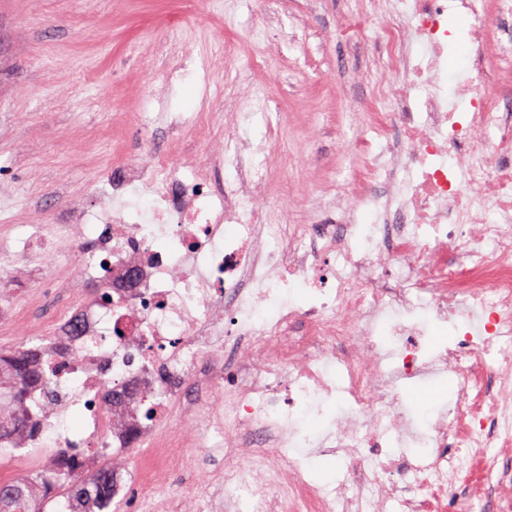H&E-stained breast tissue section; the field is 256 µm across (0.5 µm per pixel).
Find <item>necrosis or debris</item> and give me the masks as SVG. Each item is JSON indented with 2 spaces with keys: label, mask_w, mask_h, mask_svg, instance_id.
Segmentation results:
<instances>
[{
  "label": "necrosis or debris",
  "mask_w": 512,
  "mask_h": 512,
  "mask_svg": "<svg viewBox=\"0 0 512 512\" xmlns=\"http://www.w3.org/2000/svg\"><path fill=\"white\" fill-rule=\"evenodd\" d=\"M452 12L468 23L473 65L492 57L512 71V38L496 27L512 0H395L373 102L345 157L348 192L289 210L286 235L269 233L265 182L240 147L127 166L91 248L84 216L57 225L109 293L86 297L69 265H47L68 290L46 340L58 394L40 419L54 448L79 449L74 476L107 457L122 471L133 448L150 512H454L491 486L512 512V94L491 97L473 76L449 82ZM227 165L231 180L211 191ZM132 195L148 209L132 211ZM365 211L376 223H361ZM296 286L299 303L288 298ZM271 301L276 312L257 319ZM429 321L453 334L432 352ZM429 372L451 373L457 391L420 430L397 381ZM338 398L346 412L303 436L295 407ZM74 405L83 431L59 433ZM422 441L428 452L404 458ZM211 448L226 463L193 494L158 493ZM303 448L341 459L334 487L307 478Z\"/></svg>",
  "instance_id": "1"
}]
</instances>
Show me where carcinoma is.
I'll return each mask as SVG.
<instances>
[{
  "label": "carcinoma",
  "instance_id": "cac0c4a2",
  "mask_svg": "<svg viewBox=\"0 0 512 512\" xmlns=\"http://www.w3.org/2000/svg\"><path fill=\"white\" fill-rule=\"evenodd\" d=\"M4 354L8 356L12 381L0 389V396L7 398V402L0 403V457L9 448L21 449L24 441L40 440L42 429L36 410L40 403L48 401L52 390V354L41 345H20ZM38 392L40 401L36 398ZM110 475L112 461L106 460L76 482L69 480L68 470L63 468L50 473L34 470L20 480L0 481V512H44L50 499L32 494L31 486L36 483L60 484V496L79 503L82 512H108V498L112 494Z\"/></svg>",
  "mask_w": 512,
  "mask_h": 512
}]
</instances>
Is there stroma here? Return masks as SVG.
<instances>
[{
    "mask_svg": "<svg viewBox=\"0 0 512 512\" xmlns=\"http://www.w3.org/2000/svg\"><path fill=\"white\" fill-rule=\"evenodd\" d=\"M359 0H0V244L33 240L38 224H62L72 206L93 215L112 200L107 168L148 163L151 152L206 159L216 144L181 133L173 120L224 103L242 113L240 135L256 156L269 128L288 166L273 174L266 223L284 229L285 209L304 208L328 189L325 167L351 139V114L373 96L382 21L366 17L343 36L336 22ZM282 24L269 37L271 74L230 71L227 44L258 52L263 14ZM62 298L56 281L0 270V349L37 341ZM453 377L401 382L403 404L426 428L454 398Z\"/></svg>",
    "mask_w": 512,
    "mask_h": 512,
    "instance_id": "obj_1",
    "label": "stroma"
}]
</instances>
